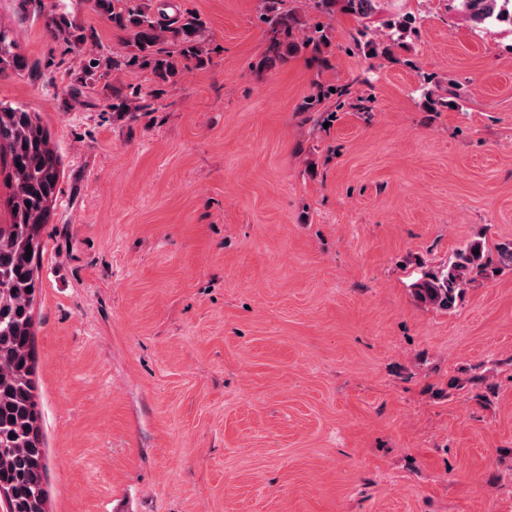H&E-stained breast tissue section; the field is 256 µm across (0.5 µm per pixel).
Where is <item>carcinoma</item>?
I'll use <instances>...</instances> for the list:
<instances>
[{"label": "carcinoma", "mask_w": 512, "mask_h": 512, "mask_svg": "<svg viewBox=\"0 0 512 512\" xmlns=\"http://www.w3.org/2000/svg\"><path fill=\"white\" fill-rule=\"evenodd\" d=\"M476 25L489 21L512 24V0H460ZM92 7L128 32L134 48L126 65L148 68L162 81L178 71L180 61L199 59L205 37L203 21L193 15L160 19L133 0H92ZM346 9L363 17L375 0H346ZM262 21L276 32L291 31L295 20L288 0H262ZM54 33L83 44L88 37L67 15L49 19ZM329 42L327 28L313 25L301 42L271 43L273 59L308 49L319 53ZM9 31L0 28V74L26 68ZM104 51L91 52L82 71L93 75L117 68ZM0 164L10 189L6 199L9 223L0 224V490L6 512H46L45 443L40 425L34 363L33 304L39 288L40 227L49 222L59 192L60 160L50 147L39 115L0 101ZM31 256H26V251ZM479 254H474V251ZM483 243L457 248L448 264L422 271L411 284L415 298L426 306L451 310L477 279L488 275Z\"/></svg>", "instance_id": "obj_1"}]
</instances>
